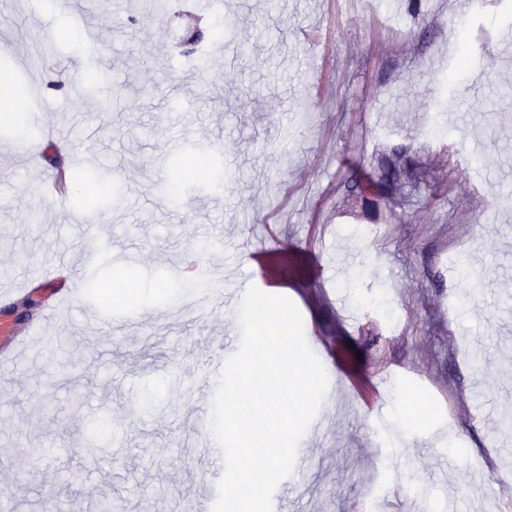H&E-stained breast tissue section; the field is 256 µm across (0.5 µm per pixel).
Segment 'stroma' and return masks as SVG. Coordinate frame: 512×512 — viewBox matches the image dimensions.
<instances>
[{"label": "stroma", "instance_id": "1", "mask_svg": "<svg viewBox=\"0 0 512 512\" xmlns=\"http://www.w3.org/2000/svg\"><path fill=\"white\" fill-rule=\"evenodd\" d=\"M145 2L45 21L0 0L23 89L0 126V512L214 504L203 449L241 338L224 291L253 277L332 365L273 504L358 512L377 486L383 512H512V5L484 0L486 34L455 25L459 0ZM197 29L204 81L177 63ZM50 141L79 185L64 203L31 150ZM191 259L217 287L187 283ZM121 261L134 288L103 302Z\"/></svg>", "mask_w": 512, "mask_h": 512}]
</instances>
